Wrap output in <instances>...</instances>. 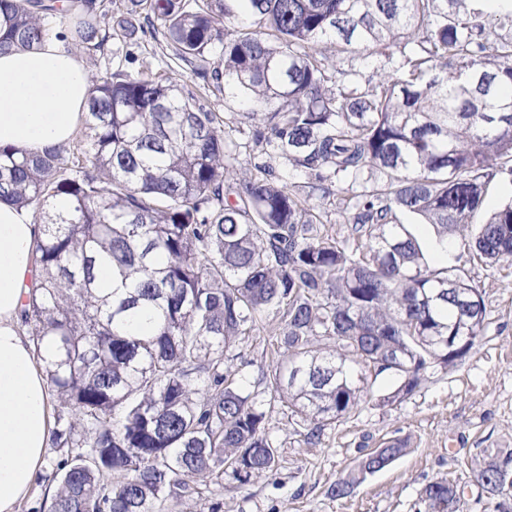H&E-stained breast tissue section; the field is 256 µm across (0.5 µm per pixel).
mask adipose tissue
Wrapping results in <instances>:
<instances>
[{"label":"adipose tissue","instance_id":"obj_1","mask_svg":"<svg viewBox=\"0 0 512 512\" xmlns=\"http://www.w3.org/2000/svg\"><path fill=\"white\" fill-rule=\"evenodd\" d=\"M90 87L82 59L56 38L1 53L0 145L33 153L68 143ZM40 233L28 209L0 203V512L28 496L50 444L45 379L20 324Z\"/></svg>","mask_w":512,"mask_h":512}]
</instances>
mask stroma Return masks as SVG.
<instances>
[{"label": "stroma", "mask_w": 512, "mask_h": 512, "mask_svg": "<svg viewBox=\"0 0 512 512\" xmlns=\"http://www.w3.org/2000/svg\"><path fill=\"white\" fill-rule=\"evenodd\" d=\"M483 294L484 336L453 369L434 367L411 397L392 404L382 398L394 387L390 375L370 380V394L350 417L328 428L319 445L300 442L288 417L274 412L270 432L281 453L271 477L246 485L225 482L212 499L176 504L172 512H423L419 490L440 478L464 492V512H512V497L489 501L474 476L483 449L512 448V264L466 265ZM405 438L410 451L391 467L369 475L350 495L337 499L330 487L359 456L389 438Z\"/></svg>", "instance_id": "stroma-1"}]
</instances>
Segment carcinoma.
I'll return each mask as SVG.
<instances>
[{
  "label": "carcinoma",
  "instance_id": "1",
  "mask_svg": "<svg viewBox=\"0 0 512 512\" xmlns=\"http://www.w3.org/2000/svg\"><path fill=\"white\" fill-rule=\"evenodd\" d=\"M481 2L0 0V52L52 34L94 61L148 34L199 79L127 50L137 70L91 78L72 149L0 147V201L44 225L21 313L55 423V491L35 512H168L226 477L246 485L277 471L278 406L316 445L366 373L391 375L383 401L401 402L477 348L486 309L466 304L460 261L512 259V196L472 223L491 183L512 187V2L494 18ZM220 93L244 120H220ZM313 195L336 199L349 236L321 233ZM401 214L436 229L444 265ZM263 330L266 397L233 352ZM408 451L368 450L332 496ZM483 453L482 490L511 496L512 448ZM419 498L463 512L448 478Z\"/></svg>",
  "mask_w": 512,
  "mask_h": 512
}]
</instances>
